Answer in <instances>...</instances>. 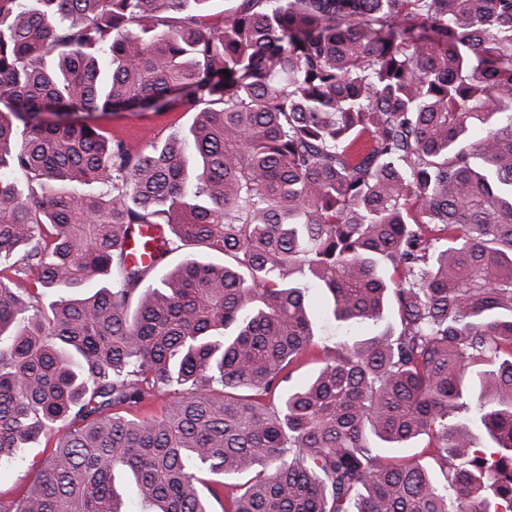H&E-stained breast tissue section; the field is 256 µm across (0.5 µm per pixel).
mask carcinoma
I'll return each instance as SVG.
<instances>
[{
	"mask_svg": "<svg viewBox=\"0 0 512 512\" xmlns=\"http://www.w3.org/2000/svg\"><path fill=\"white\" fill-rule=\"evenodd\" d=\"M207 2L0 0V512H512V0ZM192 115L171 109L168 112H116L99 121L103 130L125 139L136 149L165 140L171 133L187 127ZM59 433H46L40 443L34 448H27L25 456L27 462L9 470L2 471L0 478V496L5 500H19L34 477L36 471L30 468L32 460L38 461L42 457L49 456L54 450Z\"/></svg>",
	"mask_w": 512,
	"mask_h": 512,
	"instance_id": "obj_1",
	"label": "carcinoma"
}]
</instances>
